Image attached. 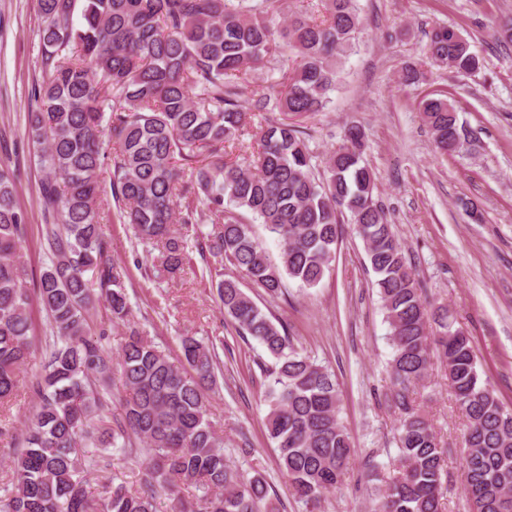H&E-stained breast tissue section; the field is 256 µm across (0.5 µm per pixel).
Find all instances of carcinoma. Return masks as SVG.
<instances>
[{"mask_svg":"<svg viewBox=\"0 0 512 512\" xmlns=\"http://www.w3.org/2000/svg\"><path fill=\"white\" fill-rule=\"evenodd\" d=\"M47 79L35 91L26 131L45 172L41 198L48 262L36 297L59 342L31 378L38 400L21 434L0 512H276L265 476L224 457V441L207 419L203 388L216 383L215 349L181 339L177 366L136 326L114 359L88 337L97 275L112 321L131 310L124 273L112 262L100 225L104 174L115 217L138 242L157 249L153 272L173 277L192 263L189 239L174 227L219 219L195 245L244 274L271 298L286 279L316 287L336 255L340 217L364 244L392 348L384 400L395 415L398 467L367 473L375 512H442L447 450L420 390L433 357L464 418L465 512H512V411L478 369L470 336L447 306L422 299L404 249L375 198L358 125L315 173L297 120L321 112L363 21L356 0H318L285 14L284 0H36ZM80 22H75V12ZM494 37L512 45V17L494 20ZM427 60L476 74L483 59L451 26L432 27ZM279 77L258 96L250 78L268 68ZM435 149L461 150L468 139L447 97L420 102ZM268 112L279 113L270 119ZM252 138L246 142L244 137ZM238 150L226 161V149ZM244 210L281 244L272 258ZM25 224L15 179L0 169V408L16 397L18 369L31 356V295L20 261ZM224 314L271 360L265 371V426L295 495L313 512L343 485L353 449L340 418V392L327 367L299 349L227 278L217 284ZM117 373L126 390L114 425L103 419L106 385ZM148 450L139 488L121 482L93 495L87 474L112 463V451L135 458ZM193 493H182L184 488Z\"/></svg>","mask_w":512,"mask_h":512,"instance_id":"carcinoma-1","label":"carcinoma"}]
</instances>
